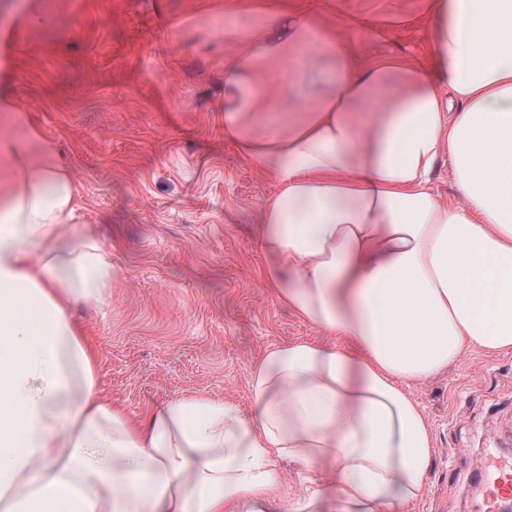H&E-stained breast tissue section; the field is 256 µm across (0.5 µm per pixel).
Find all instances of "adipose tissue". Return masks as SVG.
Returning <instances> with one entry per match:
<instances>
[{"instance_id":"adipose-tissue-1","label":"adipose tissue","mask_w":512,"mask_h":512,"mask_svg":"<svg viewBox=\"0 0 512 512\" xmlns=\"http://www.w3.org/2000/svg\"><path fill=\"white\" fill-rule=\"evenodd\" d=\"M266 9L224 64V133L278 185L260 224L278 299L334 341L268 349L250 415L174 398L142 422L102 401L69 310L105 302L112 255L68 232L55 147L0 156V512H267L289 459L322 478L289 512H399L426 488L409 392L471 348L512 351V0H428L431 66L368 59L377 28ZM326 58L333 89L270 83ZM278 99L297 113L272 118ZM447 161L456 199L432 186Z\"/></svg>"}]
</instances>
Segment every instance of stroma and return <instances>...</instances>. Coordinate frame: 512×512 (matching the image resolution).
Here are the masks:
<instances>
[{
    "instance_id": "1",
    "label": "stroma",
    "mask_w": 512,
    "mask_h": 512,
    "mask_svg": "<svg viewBox=\"0 0 512 512\" xmlns=\"http://www.w3.org/2000/svg\"><path fill=\"white\" fill-rule=\"evenodd\" d=\"M263 0H0V90L78 189L77 220L112 253V294L71 315L95 356L100 398L133 419L169 399L221 396L249 412L268 348L330 336L264 277L259 216L273 177L224 135V28ZM394 22L373 57L427 61L426 0H333ZM434 436L427 486L402 512H476L487 452L512 463V353L467 350L412 385Z\"/></svg>"
}]
</instances>
